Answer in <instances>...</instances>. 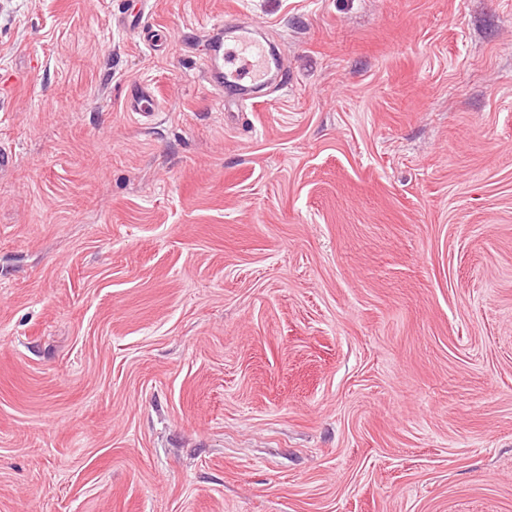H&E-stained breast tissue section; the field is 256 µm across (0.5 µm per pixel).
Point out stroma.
<instances>
[{
    "label": "stroma",
    "instance_id": "stroma-1",
    "mask_svg": "<svg viewBox=\"0 0 512 512\" xmlns=\"http://www.w3.org/2000/svg\"><path fill=\"white\" fill-rule=\"evenodd\" d=\"M1 144L0 512H512V0H0ZM236 33L231 47L224 43V32ZM202 75L209 85L224 96L226 104L255 108L262 103L260 97L240 94V89L252 90L267 84L268 51L253 36L252 29L243 25L235 14L224 16L207 35V52ZM246 79L245 82H243ZM226 90V93H225ZM125 106L128 112H135L143 118L154 116L156 109L155 98L140 84L133 85L125 97Z\"/></svg>",
    "mask_w": 512,
    "mask_h": 512
}]
</instances>
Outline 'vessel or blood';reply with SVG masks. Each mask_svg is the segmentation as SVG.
Returning <instances> with one entry per match:
<instances>
[{
	"label": "vessel or blood",
	"mask_w": 512,
	"mask_h": 512,
	"mask_svg": "<svg viewBox=\"0 0 512 512\" xmlns=\"http://www.w3.org/2000/svg\"><path fill=\"white\" fill-rule=\"evenodd\" d=\"M233 32L232 45H225V32ZM268 51L254 37L250 27L243 25L236 15H226L207 35V52L202 75L215 91L224 95L225 103L240 107H257L259 97L253 96L254 88L267 82ZM128 111L149 118L156 109L150 92L141 85H133L125 97Z\"/></svg>",
	"instance_id": "1"
}]
</instances>
